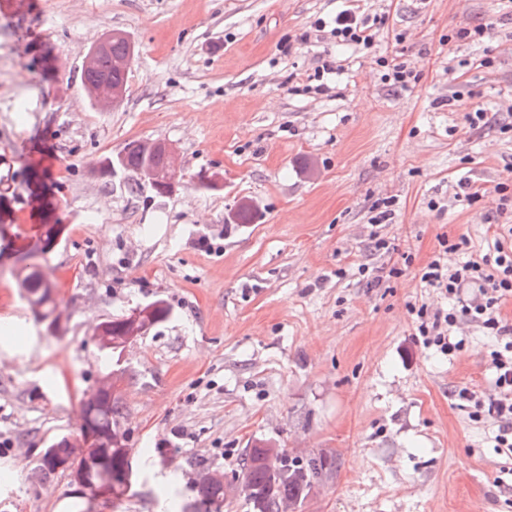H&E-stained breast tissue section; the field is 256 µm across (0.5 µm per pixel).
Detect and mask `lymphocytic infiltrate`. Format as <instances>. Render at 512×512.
Returning a JSON list of instances; mask_svg holds the SVG:
<instances>
[{
  "mask_svg": "<svg viewBox=\"0 0 512 512\" xmlns=\"http://www.w3.org/2000/svg\"><path fill=\"white\" fill-rule=\"evenodd\" d=\"M314 31H331L335 38L354 46L372 47L376 29L368 20L358 19L355 10L347 9L333 23L316 19ZM441 255L435 256L419 271L425 287L439 294L458 299L460 306L448 311L429 309L427 305L410 306L415 337L420 346L436 349L446 356H456L465 347L464 337L458 336L460 322L482 328L494 336L497 346L489 355V365L495 375L497 398L484 401L477 393L463 387L456 390L458 399L472 407L473 418L490 415L498 422L496 446L512 455V326L504 323L500 308L512 299V225H499L494 234L492 252L465 261L451 268L442 255L462 249L463 240L441 239Z\"/></svg>",
  "mask_w": 512,
  "mask_h": 512,
  "instance_id": "1",
  "label": "lymphocytic infiltrate"
}]
</instances>
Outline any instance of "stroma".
Segmentation results:
<instances>
[{"mask_svg": "<svg viewBox=\"0 0 512 512\" xmlns=\"http://www.w3.org/2000/svg\"><path fill=\"white\" fill-rule=\"evenodd\" d=\"M345 0H12L0 13V512H83L66 472L40 473L75 435L84 393L121 369L133 495L93 512H178L199 474L234 475L258 441L335 456L303 512H512V456L492 417L474 422L462 387L496 389L494 337L462 326L446 358L414 340L408 306L439 304L418 272L441 236L455 264L485 253L498 184L512 191V0H361L371 49L323 32ZM481 25L478 41L455 32ZM134 48L125 99L94 107L81 62L104 34ZM415 76L383 77L382 60ZM332 61L327 90L308 79ZM484 109L487 124L466 115ZM163 139L182 182L130 191L106 158ZM487 194L471 202L459 183ZM391 203L385 224L370 219ZM247 224L224 218L240 201ZM40 260L58 290V331L18 287L24 244L46 221ZM389 239L390 253L370 234ZM210 248H203L202 240ZM382 276L377 286L358 272ZM403 270L399 278L390 267ZM161 299L169 317L125 350L95 326Z\"/></svg>", "mask_w": 512, "mask_h": 512, "instance_id": "stroma-1", "label": "stroma"}]
</instances>
